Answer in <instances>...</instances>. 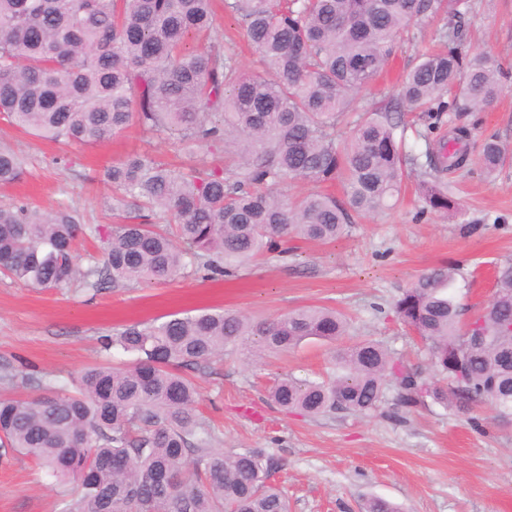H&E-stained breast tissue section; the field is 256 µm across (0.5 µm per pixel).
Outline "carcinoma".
Wrapping results in <instances>:
<instances>
[{
    "label": "carcinoma",
    "instance_id": "carcinoma-1",
    "mask_svg": "<svg viewBox=\"0 0 512 512\" xmlns=\"http://www.w3.org/2000/svg\"><path fill=\"white\" fill-rule=\"evenodd\" d=\"M214 0H0V119L62 144H93L136 124L211 159L173 166L136 153L104 170L113 210L109 232L81 225L67 209L0 206V272L26 286L126 287L187 268L228 275L292 238L334 242L355 218L393 207L418 157L397 129L405 112L481 111L505 91L499 60L462 51L471 0H223L270 76L245 73L221 43L189 51V35L216 27ZM424 18L441 21L442 49L422 55L398 97L367 111L354 135L338 128L358 94L392 56L398 34ZM443 167L469 159L463 127L451 129ZM492 173L512 163L496 138L477 147ZM24 160L0 147V184L22 179ZM303 179L316 190L291 201L274 188ZM339 183L343 198L323 191ZM426 205L457 212L450 192L423 183ZM80 235L103 244L104 262L80 267ZM455 268L420 276L394 302L396 317L427 345V377L364 339L340 349L322 379L279 378L271 399L311 416L365 415L387 386L415 407L430 398L456 412L491 408L512 417V259L497 265L495 291L468 321L450 292ZM347 319L304 307L272 320L233 312L173 314L118 329L106 347L133 357L124 367L82 370L50 397L0 398V446L47 468L71 487L63 512H289L255 449L226 451L196 413L199 393L177 368L199 369L227 347L253 341L259 361L315 338L346 335ZM364 512H399L372 497Z\"/></svg>",
    "mask_w": 512,
    "mask_h": 512
}]
</instances>
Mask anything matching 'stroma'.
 <instances>
[{
  "label": "stroma",
  "instance_id": "obj_1",
  "mask_svg": "<svg viewBox=\"0 0 512 512\" xmlns=\"http://www.w3.org/2000/svg\"><path fill=\"white\" fill-rule=\"evenodd\" d=\"M466 20L465 48L496 56L512 74V0H475ZM436 22L400 39L383 72L362 91L357 108L398 96V78L434 45ZM235 43L243 69L265 67L233 17L222 13L211 35ZM474 141L495 135L512 146V90L486 112L454 114ZM452 123V124H453ZM0 146L25 161L16 183L0 185V205L21 199L43 212L67 207L82 224L112 226V190L106 166L133 153L175 161L176 146L138 126L95 145L54 144L0 120ZM67 155L68 164L53 159ZM463 215L426 209L419 171L402 183L397 204L357 219L348 236L322 244L297 241L284 257L266 255L237 276L204 280L194 275L127 288L63 290L25 286L0 274V395H39L37 379L64 382L84 368L128 364L102 341L118 328L174 312L229 309L273 319L307 306L333 307L348 319L349 339L369 338L409 364L426 369L419 338L394 312L401 293L422 274L448 263L458 270L453 292L477 311L494 291V266L512 259V164L485 175L478 163L436 174ZM335 346L317 339L294 351L248 363L239 353L191 371L199 412L225 449H261L273 462L270 481L288 498L289 512H363L366 498L397 503L403 512H512V424L490 408L463 415L433 401L399 406L388 389L365 415L345 412L310 417L281 410L270 399L275 380L289 374L318 379L331 366ZM64 490L28 457L0 456V512H62Z\"/></svg>",
  "mask_w": 512,
  "mask_h": 512
}]
</instances>
